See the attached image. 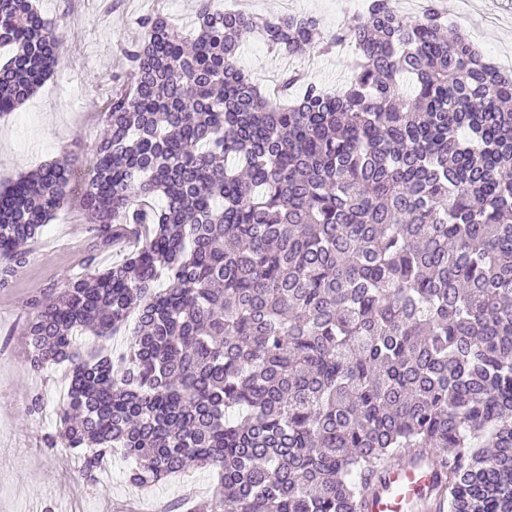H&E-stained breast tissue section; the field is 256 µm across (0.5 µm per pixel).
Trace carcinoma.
Here are the masks:
<instances>
[{
  "label": "carcinoma",
  "instance_id": "1",
  "mask_svg": "<svg viewBox=\"0 0 512 512\" xmlns=\"http://www.w3.org/2000/svg\"><path fill=\"white\" fill-rule=\"evenodd\" d=\"M196 3L189 39L139 20L82 179L93 236L135 246L27 301L30 371L68 367L47 446L87 449L91 479L119 450L139 488L216 469L197 512H368L415 458L422 512H512V71L433 0H369L328 38ZM58 29L0 0L1 115L54 71ZM255 35L288 56L351 43L352 78L283 103L299 75L264 89L239 66ZM72 176L0 192V289Z\"/></svg>",
  "mask_w": 512,
  "mask_h": 512
}]
</instances>
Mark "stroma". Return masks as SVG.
<instances>
[{
  "instance_id": "stroma-1",
  "label": "stroma",
  "mask_w": 512,
  "mask_h": 512,
  "mask_svg": "<svg viewBox=\"0 0 512 512\" xmlns=\"http://www.w3.org/2000/svg\"><path fill=\"white\" fill-rule=\"evenodd\" d=\"M226 9L257 14L315 16L324 35L360 17L354 0H223ZM449 25L465 31L481 52L498 66L512 70V0H438ZM194 0H38V7L57 22L66 38L53 75L20 109L0 116V190L20 176L55 160H69L87 170L95 159L102 110L112 94L113 79L126 68L123 43L138 38L142 17L160 11L182 33L194 28ZM355 55L345 44L330 54L287 58L253 39L239 51L242 68L262 87L275 86L283 69L294 67L305 81L328 89L342 87ZM96 247L99 268L123 258L121 248L94 246L88 216L78 196H71L29 247L30 264L18 271L12 288L0 290V512H153L156 505L184 500L185 487L194 501L212 493L215 472L191 469L150 488L129 485L121 458H113L86 479L73 452L44 445L55 432L56 409L65 391V368L32 373L25 341L31 311L27 300L49 288L63 287L80 271L79 261ZM45 402L43 413L28 417L31 393Z\"/></svg>"
}]
</instances>
